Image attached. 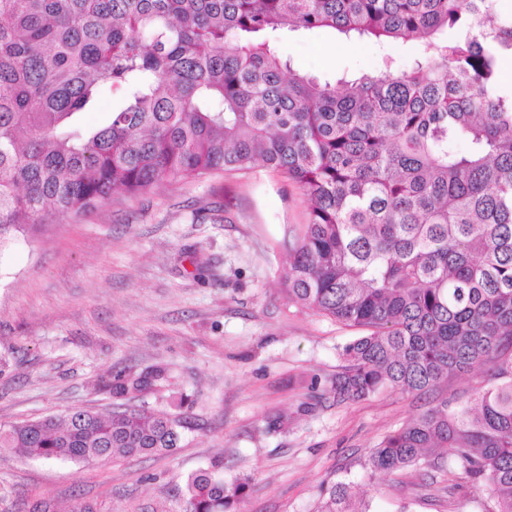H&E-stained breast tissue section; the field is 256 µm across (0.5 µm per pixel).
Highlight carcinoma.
<instances>
[{"label":"carcinoma","instance_id":"carcinoma-1","mask_svg":"<svg viewBox=\"0 0 512 512\" xmlns=\"http://www.w3.org/2000/svg\"><path fill=\"white\" fill-rule=\"evenodd\" d=\"M325 28L409 47L397 72L332 80L282 58L278 34ZM512 12L491 0H0V248L117 191L265 166L296 182L308 222L289 247L288 302L363 333L336 400L431 391L490 366L497 383L387 435L373 473L427 464L486 483L512 512ZM107 119L82 116L104 95ZM165 380L120 372L115 398ZM185 419L148 406L0 426V450L90 463L164 454ZM250 478L214 462L185 512H237ZM316 512H368L346 482Z\"/></svg>","mask_w":512,"mask_h":512}]
</instances>
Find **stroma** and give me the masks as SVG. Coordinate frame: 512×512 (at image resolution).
Masks as SVG:
<instances>
[{
    "instance_id": "35a3bbf8",
    "label": "stroma",
    "mask_w": 512,
    "mask_h": 512,
    "mask_svg": "<svg viewBox=\"0 0 512 512\" xmlns=\"http://www.w3.org/2000/svg\"><path fill=\"white\" fill-rule=\"evenodd\" d=\"M278 51L321 78L382 72L385 53L329 30L282 31ZM401 68L408 48L389 53ZM308 202L282 173L258 167L176 180L118 196L88 217L59 220L0 252V426L67 411L110 413L102 380L165 368L131 405L191 421L166 457L62 463L0 452V512H183L185 478L217 459L251 479L239 512H316L322 485L349 481L370 512H479L487 485L412 467L373 474V448L443 398L489 384L487 366L438 390L384 389L337 401L341 346L359 330L289 304L287 243ZM282 414L284 432L268 417Z\"/></svg>"
}]
</instances>
